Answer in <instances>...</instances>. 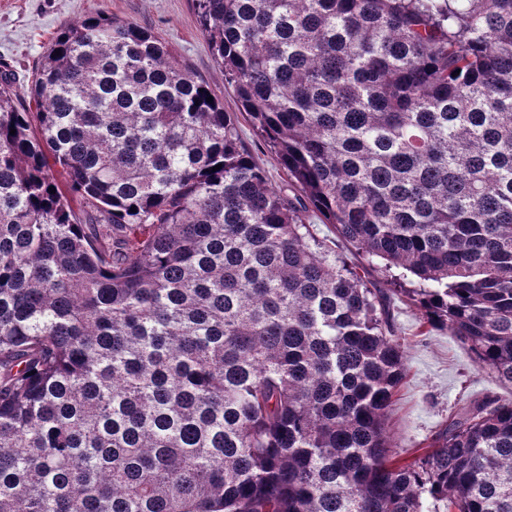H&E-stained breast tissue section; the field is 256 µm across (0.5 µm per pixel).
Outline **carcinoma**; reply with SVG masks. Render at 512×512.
<instances>
[{
	"instance_id": "obj_1",
	"label": "carcinoma",
	"mask_w": 512,
	"mask_h": 512,
	"mask_svg": "<svg viewBox=\"0 0 512 512\" xmlns=\"http://www.w3.org/2000/svg\"><path fill=\"white\" fill-rule=\"evenodd\" d=\"M196 7L300 204L150 29L0 76V512H512L511 399L392 459L391 299L303 217L512 385V0ZM306 222L310 224V230L318 240L332 247H334L333 243L336 244V253L341 255L348 264L358 266L361 261L358 250L350 244L339 241L333 224H323L320 216L312 212L309 213Z\"/></svg>"
}]
</instances>
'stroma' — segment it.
<instances>
[{"instance_id":"stroma-1","label":"stroma","mask_w":512,"mask_h":512,"mask_svg":"<svg viewBox=\"0 0 512 512\" xmlns=\"http://www.w3.org/2000/svg\"><path fill=\"white\" fill-rule=\"evenodd\" d=\"M104 13L152 29L175 48L180 61L238 115L245 150L269 173L273 187L288 189V175L266 143L257 137L233 88L224 80L195 15V0H0V72L9 71L17 91H25L53 37L66 25ZM405 342L406 376L386 420L395 444L393 457L405 459L451 414L488 396L512 398V386L478 369L469 353L447 330L422 332V314L407 298L392 301Z\"/></svg>"}]
</instances>
